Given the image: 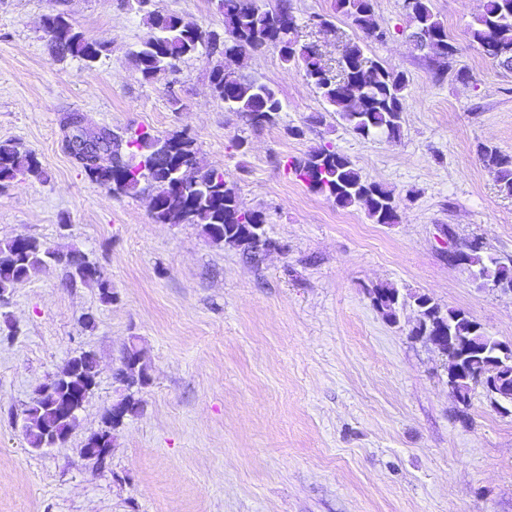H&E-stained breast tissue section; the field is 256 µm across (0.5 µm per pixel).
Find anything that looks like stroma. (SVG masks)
Wrapping results in <instances>:
<instances>
[{"mask_svg": "<svg viewBox=\"0 0 512 512\" xmlns=\"http://www.w3.org/2000/svg\"><path fill=\"white\" fill-rule=\"evenodd\" d=\"M482 4L433 0L458 49L447 65L413 48L403 0H376L381 41L334 15L333 0H292L299 42L328 64L351 41L405 73L393 143L355 134L277 49L250 52L241 67L284 101L279 127L255 131L211 89L223 55L202 52L143 79L128 53L147 27L122 0L65 2L74 28L108 47L91 69L53 59L41 26L52 0H0V141L35 151L46 172L0 188V240L79 249L117 296L102 303L61 264L16 287L8 312L20 333L0 342V512H512V411L479 387L461 409L445 357L414 334V308L392 324L369 295L385 283L427 295L512 345V293L448 260L450 244L474 238L512 256V195L478 157L483 145L512 157V70L470 35ZM152 7L224 31L214 0ZM320 14L333 28L314 25ZM74 112L92 129L188 133L203 162L236 182L242 206L263 211L278 250L247 259L199 225L156 222L147 196L108 192L69 155L61 121ZM237 134L247 152L232 147ZM327 142L393 191L398 223L338 207L285 171L289 157ZM135 337L152 383L99 470L81 450ZM82 348L99 361L95 393L64 446L33 451L22 410Z\"/></svg>", "mask_w": 512, "mask_h": 512, "instance_id": "1", "label": "stroma"}]
</instances>
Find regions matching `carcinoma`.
Segmentation results:
<instances>
[{
    "label": "carcinoma",
    "mask_w": 512,
    "mask_h": 512,
    "mask_svg": "<svg viewBox=\"0 0 512 512\" xmlns=\"http://www.w3.org/2000/svg\"><path fill=\"white\" fill-rule=\"evenodd\" d=\"M127 6L143 16L147 27L130 57L141 76L150 80L162 73L174 72L186 58L206 49L224 56L239 57L250 50L273 47L285 63L303 67L305 77L319 90L332 111L357 135L368 138L383 134L395 141L400 138L407 77L365 56L355 43L344 45L339 65L327 66L314 48L299 44L295 37L296 18L290 0H277L266 9L260 0H217L224 16V33L212 42L203 36L197 24L173 13L142 9L139 0H127ZM404 7L420 35L426 56L450 60L457 52L448 27L433 10L432 0H404ZM335 10L366 37L382 40L386 33L375 21L374 0H335ZM44 32L52 57L56 61L77 58L91 69L99 62L107 47L90 42L76 31L67 14L54 8L45 15ZM472 41L483 54L501 67H512V0H486L483 12L471 26ZM211 84L224 107L237 113L254 130L278 125L283 102L272 86L250 79L224 65L213 69ZM103 152L92 158L73 156L82 171L95 168L112 174L120 184L115 189L107 181L99 185L118 194H141L166 180H178V192H163L151 209L153 218L167 223L189 214V223L199 224L214 243H223L242 255L254 259L264 249L276 246L267 236L266 217L260 210L241 207L233 183L222 169L207 168L198 158L195 141L182 134L160 136L149 130L128 136H114L105 126ZM483 165L496 173L500 190L512 195V157L497 148H480ZM307 188L333 200L337 206H362L377 224L398 223L394 194L382 185L369 182L360 175L352 161L336 151L330 143L314 147L300 157L285 163ZM45 171L36 153L15 141L0 142V186L24 178L42 179ZM483 242L473 239L460 245L462 263L476 268L478 280L512 282V258L482 255ZM51 264H62L70 282L94 284L100 299L112 303V283L101 266L91 264L87 255L77 249L62 251L34 236L0 241V295H10L15 286L39 274ZM373 305L385 319L397 322L398 311L413 300L421 312V325L431 336H456L469 350L454 349L447 355L448 366L459 360L456 388L461 403L469 405L471 392L479 386L475 381L484 362L499 361L512 370V347L484 334L480 324L467 312L450 309L442 312L426 295L406 297L392 285H379L369 292ZM135 370L124 359L115 367L114 379L121 384L129 412L137 415L142 408L140 390L149 386L151 376L146 352L132 344ZM54 375L60 385L52 393L38 397L23 410V433L30 447H47L50 435L72 427L82 408L74 401L97 386L98 361L91 351L82 350L68 358ZM112 408H107L102 427L86 441L87 448H105L112 438Z\"/></svg>",
    "instance_id": "1"
}]
</instances>
